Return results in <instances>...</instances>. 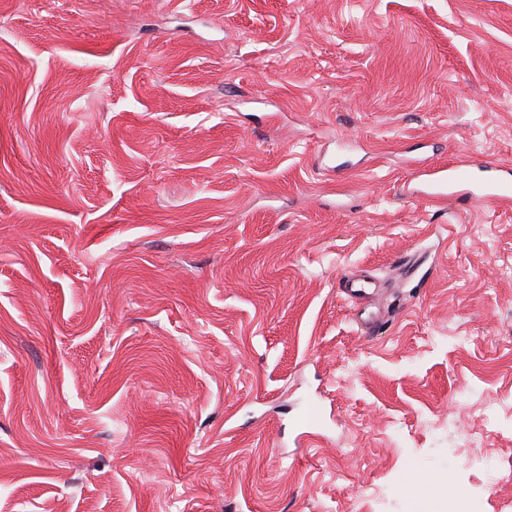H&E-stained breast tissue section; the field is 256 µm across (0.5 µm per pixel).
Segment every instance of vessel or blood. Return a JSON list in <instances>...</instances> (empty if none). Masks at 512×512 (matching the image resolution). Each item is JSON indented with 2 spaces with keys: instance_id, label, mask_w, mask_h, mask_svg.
Wrapping results in <instances>:
<instances>
[{
  "instance_id": "1",
  "label": "vessel or blood",
  "mask_w": 512,
  "mask_h": 512,
  "mask_svg": "<svg viewBox=\"0 0 512 512\" xmlns=\"http://www.w3.org/2000/svg\"><path fill=\"white\" fill-rule=\"evenodd\" d=\"M431 204L439 205L453 198L479 196L502 208L512 207V177L480 175L472 169L442 165L432 168L422 192Z\"/></svg>"
}]
</instances>
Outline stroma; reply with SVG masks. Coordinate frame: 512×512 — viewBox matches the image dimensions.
<instances>
[{
  "instance_id": "1",
  "label": "stroma",
  "mask_w": 512,
  "mask_h": 512,
  "mask_svg": "<svg viewBox=\"0 0 512 512\" xmlns=\"http://www.w3.org/2000/svg\"><path fill=\"white\" fill-rule=\"evenodd\" d=\"M458 162L512 0H0V512H512V210L409 193ZM370 288H378L377 284L368 276L351 277L344 283L343 289L347 296L351 299H368L375 294L369 292ZM406 491L413 499L414 507L422 509L447 494V480L413 479L406 485Z\"/></svg>"
}]
</instances>
